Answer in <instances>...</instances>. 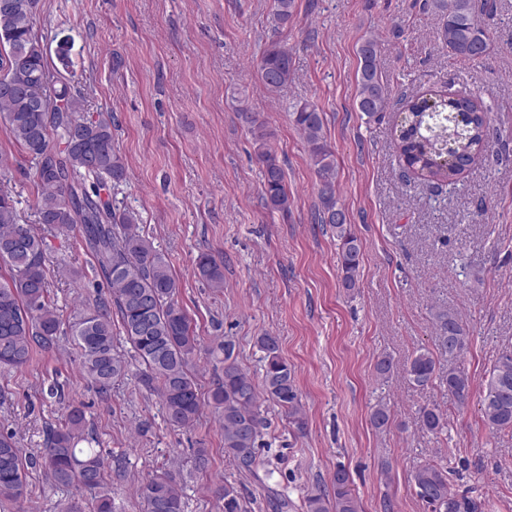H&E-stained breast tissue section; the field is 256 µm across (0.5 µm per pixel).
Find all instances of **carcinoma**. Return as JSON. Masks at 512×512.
I'll return each mask as SVG.
<instances>
[{
    "label": "carcinoma",
    "instance_id": "1",
    "mask_svg": "<svg viewBox=\"0 0 512 512\" xmlns=\"http://www.w3.org/2000/svg\"><path fill=\"white\" fill-rule=\"evenodd\" d=\"M0 9V79L15 92L0 94V118L14 143L35 165L36 223L48 230L81 226L82 236L97 262V272L108 297L94 308L78 313L70 336L87 379L101 392L124 378L129 360L114 343L115 324L142 366L140 382L156 393L167 420L177 428L192 426L199 417L201 397L192 362L201 343L191 330L185 310L175 300L179 284L165 255L143 235L137 215L113 205L112 188L126 180L125 165L114 148L112 123L84 117V101L72 91V79L50 70L42 41L34 31L38 0H14ZM440 20L441 40L448 54L460 59L487 51L489 35L479 20L497 10L496 0H426ZM295 0H273L271 22L281 28L293 18ZM360 68L356 105L369 119H381L390 98L378 65V43L372 37L358 48ZM258 71L264 85L280 89L293 80L292 52L276 40L264 50ZM237 117L252 134L261 165L266 206L288 215L291 197L285 173L269 141L272 133L245 101ZM308 148L318 199V222L327 224L339 241L341 287H359L361 244L352 231L346 208L336 196L337 161L325 135L324 114L308 100L298 101L290 113ZM489 111L476 99L444 92L418 95L400 112L399 156L410 169H419L434 181L445 182L463 174L484 148L492 147ZM60 145H52L50 133ZM197 270L210 286L224 288V262L208 253L197 258ZM0 368L22 370L37 350L56 346L61 321L51 306L44 237L20 218L13 197L0 190ZM436 348L419 351L406 375L417 386L434 381L445 384L458 404L466 403L472 379L451 361L467 349L469 334L459 315L447 308L433 312ZM263 353L262 389L237 359L236 344L225 339L224 375L210 391V402L221 412L224 454L239 469L252 473L264 426L259 393L288 415L299 431L305 427L295 371L282 357L278 339H256ZM450 364H441V358ZM484 425L492 432L512 431V348H504L488 372L480 398ZM85 415L70 406L64 424L48 433L41 466L52 484L71 487L91 496L94 512H114L105 493L108 471L94 437L85 433ZM420 425L429 433L447 429V414L437 407L420 412ZM86 446H80V443ZM28 463L14 435L0 431V500L16 501L26 489ZM453 468L428 461L411 476L414 494L430 512H479L480 504L453 491ZM343 468L333 477L334 493L317 488L303 501L305 512H359ZM144 512H184L182 489L166 472L155 473L140 485ZM224 512H247L237 486L220 489Z\"/></svg>",
    "mask_w": 512,
    "mask_h": 512
}]
</instances>
